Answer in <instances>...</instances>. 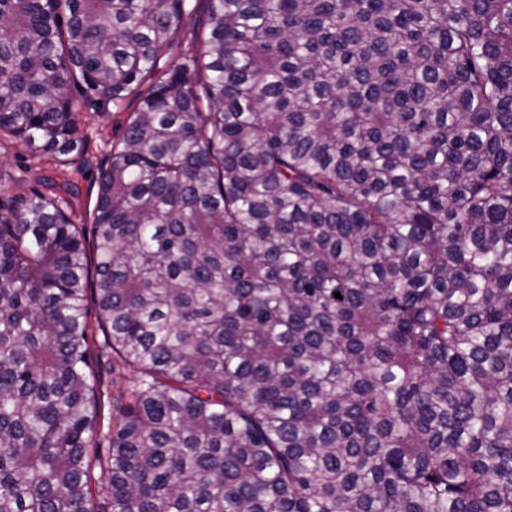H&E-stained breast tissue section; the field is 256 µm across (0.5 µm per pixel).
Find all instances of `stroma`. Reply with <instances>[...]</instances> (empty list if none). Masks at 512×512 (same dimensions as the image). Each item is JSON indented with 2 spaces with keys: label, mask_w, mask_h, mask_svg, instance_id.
Segmentation results:
<instances>
[{
  "label": "stroma",
  "mask_w": 512,
  "mask_h": 512,
  "mask_svg": "<svg viewBox=\"0 0 512 512\" xmlns=\"http://www.w3.org/2000/svg\"><path fill=\"white\" fill-rule=\"evenodd\" d=\"M207 0H186L182 18V35L164 51L156 70L164 76L176 63L184 62L197 52L195 35L205 18ZM136 100H126L122 107L100 101L77 99L76 112L81 135L87 148L82 157L52 158L26 143L0 136V203L10 197H29L33 193L67 200L69 213L81 224L84 234L93 231L97 202V177L104 169L113 145L120 142Z\"/></svg>",
  "instance_id": "stroma-1"
}]
</instances>
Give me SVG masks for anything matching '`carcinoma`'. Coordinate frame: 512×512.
Wrapping results in <instances>:
<instances>
[{"label":"carcinoma","mask_w":512,"mask_h":512,"mask_svg":"<svg viewBox=\"0 0 512 512\" xmlns=\"http://www.w3.org/2000/svg\"><path fill=\"white\" fill-rule=\"evenodd\" d=\"M183 10L0 0V135L138 100L91 245L0 215V512H512V0ZM186 12L183 15L181 28L182 35L174 45L161 54L155 78H161L167 70L176 63L184 62L197 53L195 35L201 31V24L207 10L206 0H185ZM93 370L101 377L99 397L101 402V409L104 415V431H106L112 414V389L110 384L111 375L109 373L108 362L104 360H95L93 362Z\"/></svg>","instance_id":"obj_1"}]
</instances>
